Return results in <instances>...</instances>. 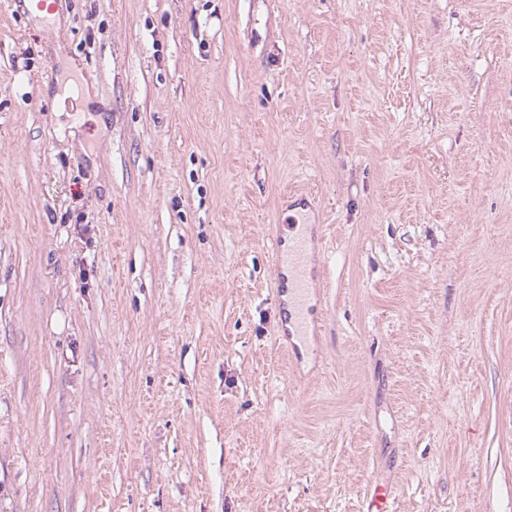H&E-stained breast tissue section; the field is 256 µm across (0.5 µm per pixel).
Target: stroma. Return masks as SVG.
Segmentation results:
<instances>
[{
	"mask_svg": "<svg viewBox=\"0 0 512 512\" xmlns=\"http://www.w3.org/2000/svg\"><path fill=\"white\" fill-rule=\"evenodd\" d=\"M52 9L0 0V512H512V0ZM298 224L288 225V247L284 248L283 232H276L271 250V273L278 298L287 297L288 303L283 308L286 323L291 324L293 331L289 336H306L313 312L308 306L310 283L313 280V268L309 254V238L307 233L296 231ZM288 307V308H287ZM391 488L388 484L372 485L366 495L365 512H393Z\"/></svg>",
	"mask_w": 512,
	"mask_h": 512,
	"instance_id": "35a3bbf8",
	"label": "stroma"
}]
</instances>
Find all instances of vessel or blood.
<instances>
[{
  "mask_svg": "<svg viewBox=\"0 0 512 512\" xmlns=\"http://www.w3.org/2000/svg\"><path fill=\"white\" fill-rule=\"evenodd\" d=\"M271 273L277 285V295L288 299L283 312L285 322L291 325L294 335H307L311 314L308 301L313 279L307 234L294 230L285 239L274 236ZM391 501L390 486L374 484L366 495L365 512H393Z\"/></svg>",
  "mask_w": 512,
  "mask_h": 512,
  "instance_id": "vessel-or-blood-1",
  "label": "vessel or blood"
}]
</instances>
